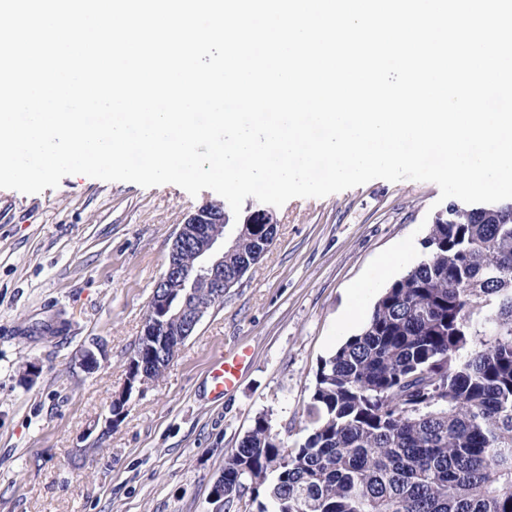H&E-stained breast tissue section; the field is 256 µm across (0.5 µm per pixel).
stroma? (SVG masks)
I'll list each match as a JSON object with an SVG mask.
<instances>
[{
  "label": "stroma",
  "instance_id": "1",
  "mask_svg": "<svg viewBox=\"0 0 512 512\" xmlns=\"http://www.w3.org/2000/svg\"><path fill=\"white\" fill-rule=\"evenodd\" d=\"M438 197L431 182L375 179L274 208L259 263L110 426L171 241L221 197L84 175L0 189V512H214L226 453L257 415L304 438L321 362L424 258ZM239 347L251 361L215 395L209 367ZM89 348L101 351L90 372Z\"/></svg>",
  "mask_w": 512,
  "mask_h": 512
}]
</instances>
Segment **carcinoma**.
Masks as SVG:
<instances>
[{
  "mask_svg": "<svg viewBox=\"0 0 512 512\" xmlns=\"http://www.w3.org/2000/svg\"><path fill=\"white\" fill-rule=\"evenodd\" d=\"M462 208L318 368L297 448L265 413L228 452L224 507L248 512H512V220ZM276 226L256 224L242 253ZM130 362L165 365L138 342ZM251 490L250 503L243 502Z\"/></svg>",
  "mask_w": 512,
  "mask_h": 512,
  "instance_id": "cac0c4a2",
  "label": "carcinoma"
}]
</instances>
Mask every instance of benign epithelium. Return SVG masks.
Segmentation results:
<instances>
[{
    "label": "benign epithelium",
    "instance_id": "7a95c632",
    "mask_svg": "<svg viewBox=\"0 0 512 512\" xmlns=\"http://www.w3.org/2000/svg\"><path fill=\"white\" fill-rule=\"evenodd\" d=\"M227 223L229 216L223 205L205 204L180 224L172 240L165 272L157 284L159 290L151 297L150 313L141 332V338H149L161 348V355L167 361L174 358L181 343L224 297V289L235 286L251 268L245 256L237 252L245 228L276 224L278 220L267 210H255L230 238L224 231ZM173 286L188 289L179 304H171L166 298V289ZM149 382L146 371H132L127 375L125 389L113 403H122L134 389Z\"/></svg>",
    "mask_w": 512,
    "mask_h": 512
}]
</instances>
